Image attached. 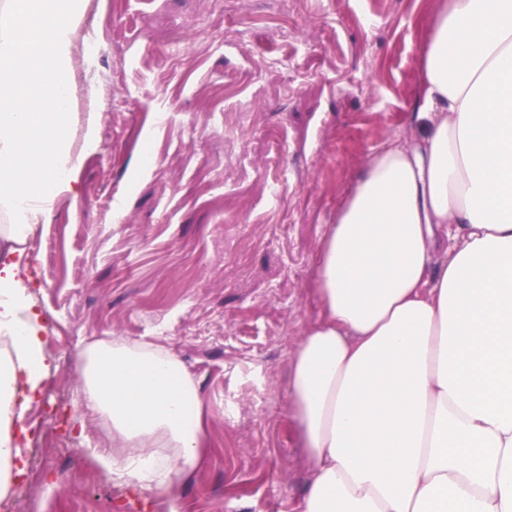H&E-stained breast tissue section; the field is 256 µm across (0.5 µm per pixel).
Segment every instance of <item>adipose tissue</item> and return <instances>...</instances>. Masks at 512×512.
Masks as SVG:
<instances>
[{
  "label": "adipose tissue",
  "instance_id": "1",
  "mask_svg": "<svg viewBox=\"0 0 512 512\" xmlns=\"http://www.w3.org/2000/svg\"><path fill=\"white\" fill-rule=\"evenodd\" d=\"M81 0L0 12V493L12 427L48 372L42 317L18 280L25 245L75 193L67 77ZM403 139L372 154L317 256V320L288 371L309 478L296 512H512V0H442ZM112 427L98 463L170 501L200 462L203 397L140 342L82 355Z\"/></svg>",
  "mask_w": 512,
  "mask_h": 512
}]
</instances>
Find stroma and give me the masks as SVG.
Here are the masks:
<instances>
[{"label":"stroma","instance_id":"stroma-1","mask_svg":"<svg viewBox=\"0 0 512 512\" xmlns=\"http://www.w3.org/2000/svg\"><path fill=\"white\" fill-rule=\"evenodd\" d=\"M436 2L84 0L71 140L92 114L99 144L19 273L51 368L0 498L13 512H168L94 459L112 430L80 353L112 338L165 348L200 386L210 448L180 512H294L288 366L318 317L317 255L364 159L412 122Z\"/></svg>","mask_w":512,"mask_h":512}]
</instances>
